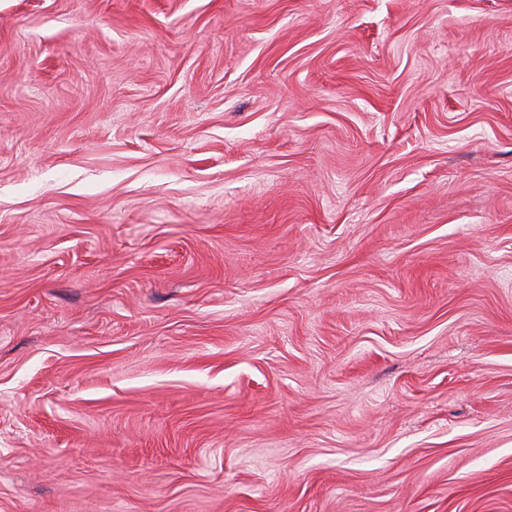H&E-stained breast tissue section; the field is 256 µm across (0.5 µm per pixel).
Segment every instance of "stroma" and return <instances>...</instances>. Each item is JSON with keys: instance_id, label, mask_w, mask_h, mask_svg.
Returning <instances> with one entry per match:
<instances>
[{"instance_id": "obj_1", "label": "stroma", "mask_w": 512, "mask_h": 512, "mask_svg": "<svg viewBox=\"0 0 512 512\" xmlns=\"http://www.w3.org/2000/svg\"><path fill=\"white\" fill-rule=\"evenodd\" d=\"M0 512H512V0H0Z\"/></svg>"}]
</instances>
